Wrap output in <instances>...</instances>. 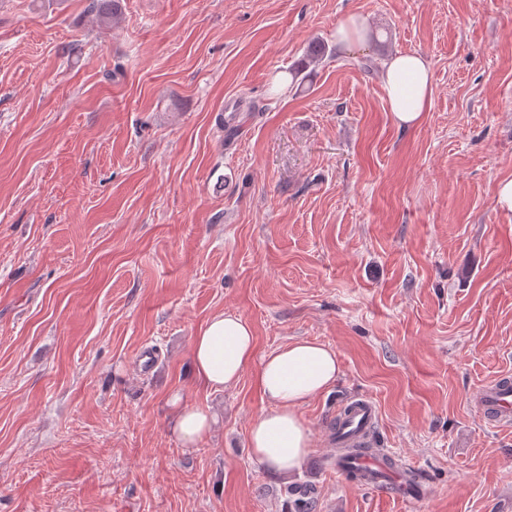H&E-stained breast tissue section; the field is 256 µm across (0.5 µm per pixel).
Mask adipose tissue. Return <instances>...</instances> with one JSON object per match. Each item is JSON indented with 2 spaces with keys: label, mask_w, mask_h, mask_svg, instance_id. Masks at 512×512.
Masks as SVG:
<instances>
[{
  "label": "adipose tissue",
  "mask_w": 512,
  "mask_h": 512,
  "mask_svg": "<svg viewBox=\"0 0 512 512\" xmlns=\"http://www.w3.org/2000/svg\"><path fill=\"white\" fill-rule=\"evenodd\" d=\"M382 82L389 110L398 125H419L433 95L430 65L417 52H397L383 64ZM255 336L241 317L219 313L208 319L191 343V359L199 382L212 390L237 384L247 369L269 405L251 423L249 447L268 471L285 474L299 467L311 448L310 428L301 405L332 388L341 374L336 351L328 345L297 340L256 359ZM213 425L205 410L179 406L172 431L191 448L209 435Z\"/></svg>",
  "instance_id": "1"
}]
</instances>
